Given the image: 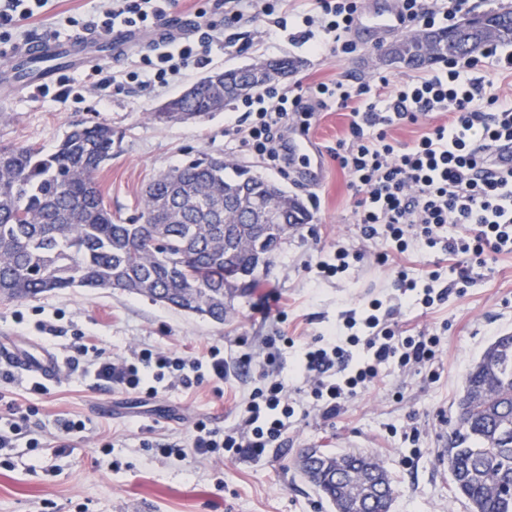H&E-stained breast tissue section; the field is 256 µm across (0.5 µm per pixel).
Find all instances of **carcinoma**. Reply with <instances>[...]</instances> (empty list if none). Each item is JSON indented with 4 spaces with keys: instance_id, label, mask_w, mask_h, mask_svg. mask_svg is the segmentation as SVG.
<instances>
[{
    "instance_id": "carcinoma-1",
    "label": "carcinoma",
    "mask_w": 512,
    "mask_h": 512,
    "mask_svg": "<svg viewBox=\"0 0 512 512\" xmlns=\"http://www.w3.org/2000/svg\"><path fill=\"white\" fill-rule=\"evenodd\" d=\"M482 25L512 43V9L481 15ZM438 58L465 56L481 28L436 32ZM397 62L423 64L412 36L390 47ZM246 75L213 72L152 113L158 123L196 120L218 111L224 84ZM112 126L76 125L52 153L0 148V297L20 300L66 288H117L186 314L222 323L233 300L256 281L241 272L271 266L288 228L308 223L298 199L283 224H261L248 212L256 196L288 193L248 166L227 173L205 156L159 173L149 183L135 224L112 217L96 180L112 158ZM440 462L453 474L450 498L469 512H512V333L489 343L463 383L456 422ZM304 477L342 512H390L395 489L372 455L324 451L299 457Z\"/></svg>"
}]
</instances>
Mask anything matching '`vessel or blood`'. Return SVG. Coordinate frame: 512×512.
Here are the masks:
<instances>
[{"label":"vessel or blood","mask_w":512,"mask_h":512,"mask_svg":"<svg viewBox=\"0 0 512 512\" xmlns=\"http://www.w3.org/2000/svg\"><path fill=\"white\" fill-rule=\"evenodd\" d=\"M359 24L376 33L401 32L409 26L408 20L395 8H363ZM130 40L129 34L117 31L105 36L87 33L65 42L48 39L21 46L12 56L14 65L31 62L35 68L29 75L20 78L18 85L26 92H34L55 74L58 66L83 67L98 59L101 52L111 49L112 46L128 43ZM290 167L307 173L311 184H319L324 175V160L317 143L308 136H301L298 144L291 150ZM13 364L25 375L44 383L57 380L61 374L58 357L45 349L40 350L35 356L20 355L14 359Z\"/></svg>","instance_id":"b4317fda"}]
</instances>
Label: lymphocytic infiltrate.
<instances>
[{
	"label": "lymphocytic infiltrate",
	"instance_id": "1",
	"mask_svg": "<svg viewBox=\"0 0 512 512\" xmlns=\"http://www.w3.org/2000/svg\"><path fill=\"white\" fill-rule=\"evenodd\" d=\"M468 3L445 0L428 8L423 0H399V7L419 27L447 29ZM170 6L171 0H112L102 21L83 23L82 28L99 35L117 29L152 33ZM359 14L360 0H315L313 13L302 16L290 39L304 44L317 38L336 54L352 55L357 46L351 32ZM194 34L183 42L165 34L147 47L140 58L144 86L168 87L181 71L206 65L216 37L204 22L195 23ZM483 67L512 75V44L488 45L477 57L445 59L414 78L381 76L373 83L339 81L314 89L351 112L347 134L336 144V159L351 177L359 237L390 247L378 254V262L415 250L453 261L446 281L436 269L414 277L406 266L398 267L396 290L425 312L447 301L452 289L468 287L471 267L483 264L486 252L512 254V169L492 162L499 143H512V97L491 93L490 81L478 74ZM242 103L257 117L249 130L252 149L271 165L287 167L284 130L303 110L301 95L264 88ZM439 114L445 122H436ZM418 123L424 129L413 144L392 138L393 129ZM452 224L467 230L449 234ZM398 315L375 299L363 315L346 313L347 337L320 336L305 345L299 367L324 417L338 415L347 398L376 379L380 365L421 368L438 360V336L426 329L407 331ZM73 349L70 370L148 396L165 381L191 388L224 377V357L216 347L205 362L148 349L130 360L115 359L80 340ZM293 415L287 383L273 377L250 393L246 414L233 430L197 420L192 452L218 460L263 456L284 441Z\"/></svg>",
	"mask_w": 512,
	"mask_h": 512
}]
</instances>
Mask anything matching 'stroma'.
I'll list each match as a JSON object with an SVG mask.
<instances>
[{"label": "stroma", "instance_id": "stroma-1", "mask_svg": "<svg viewBox=\"0 0 512 512\" xmlns=\"http://www.w3.org/2000/svg\"><path fill=\"white\" fill-rule=\"evenodd\" d=\"M103 0H49L34 20L19 22L12 45L43 38L76 37L67 17L97 18ZM261 0L244 7L239 22L229 23L224 0H180L173 21L205 13L217 37L207 70L238 68L254 59L296 61L295 71L275 85L294 95L321 83L354 85L388 75H420L417 67L382 63L388 35L363 34L355 54L341 57L330 46H308L272 35V17ZM139 48L127 46L94 67H60L46 97L18 95L0 110V147L32 146L53 151L72 125L103 121L114 131L112 158L97 175L105 204L122 221L137 216L146 185L160 172L204 154L251 166L298 197L310 213L308 224L291 231L267 276L235 300L224 323L188 315L145 296L120 290L69 288L28 299H0V338L26 353L39 346L59 361L72 355L76 337L115 358L143 349L206 359L220 348L226 362L223 383L185 388L160 384L155 396L106 389L80 374L61 375L51 395L27 392L28 376L11 372L0 359V412L7 401L35 405L37 412L7 462L0 464V512H334L299 471L302 449L365 452L378 457L396 489L391 512H468L464 501L450 500V475L439 461L455 422V400L474 359L496 337L512 332V255L488 253L473 267L470 287L453 290L428 314L403 309L408 327H430L441 338L432 369L380 368L365 390L344 401L340 413L322 417L307 397L306 380L297 366L300 349L315 337L342 329L344 314L378 299L391 305L396 294L390 266L378 264L383 244L363 241L353 213L350 177L336 161V143L348 129V110L334 101L312 108L310 135L325 152L326 178L317 187L294 171L282 172L245 145L253 120L227 105L210 116L188 122L156 124L150 119L167 100L203 77L191 69L167 89L147 88L130 79ZM114 77L107 99L94 82ZM343 247L362 253L360 262L333 278H323L319 260ZM280 301L272 315L256 307L269 292ZM54 328L41 331V324ZM278 337L274 360L265 342ZM10 372L3 380L2 372ZM288 381L295 409L287 439L259 458L234 460L162 456L142 448V441L189 446L192 422L209 418L214 427L233 428L246 413L250 392L264 376ZM111 412H104V402ZM61 418L84 420L66 452L53 450Z\"/></svg>", "mask_w": 512, "mask_h": 512}]
</instances>
